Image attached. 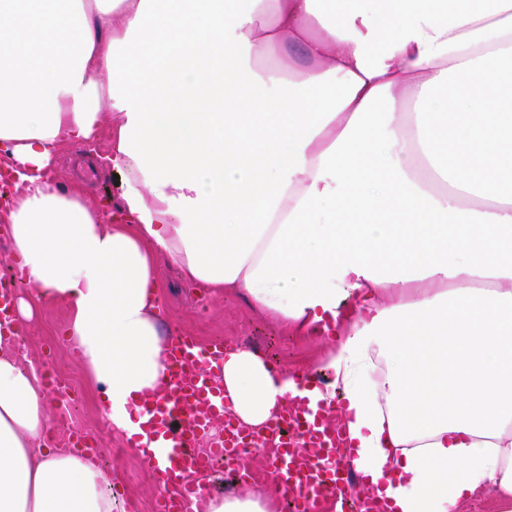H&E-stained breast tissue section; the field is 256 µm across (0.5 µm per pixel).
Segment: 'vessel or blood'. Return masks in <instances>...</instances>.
Returning a JSON list of instances; mask_svg holds the SVG:
<instances>
[{
    "label": "vessel or blood",
    "mask_w": 512,
    "mask_h": 512,
    "mask_svg": "<svg viewBox=\"0 0 512 512\" xmlns=\"http://www.w3.org/2000/svg\"><path fill=\"white\" fill-rule=\"evenodd\" d=\"M223 364V340L202 344L195 337L175 335L165 390L142 402L147 428L130 443L153 448L148 464L159 492L157 512H208L209 494L198 476L208 472L213 456L231 459L240 448L260 441L270 447L274 486L291 512H319L321 501L329 497L338 512H381L371 497L349 496L356 474L345 464L348 440L309 380L298 381L296 395L256 429L235 421L229 412ZM218 421L225 425L223 435L202 448L203 437Z\"/></svg>",
    "instance_id": "b4317fda"
}]
</instances>
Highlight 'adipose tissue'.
<instances>
[{"label": "adipose tissue", "mask_w": 512, "mask_h": 512, "mask_svg": "<svg viewBox=\"0 0 512 512\" xmlns=\"http://www.w3.org/2000/svg\"><path fill=\"white\" fill-rule=\"evenodd\" d=\"M298 45L301 59L286 57ZM512 0H0V235L34 287L0 322V512H114L95 459L53 447L18 324L66 309L102 415L140 432L167 339L160 261L301 333L353 463L391 512H512ZM124 185L104 222L45 177L93 140ZM224 393L262 426L294 387L229 348ZM268 487L210 512H271ZM462 512H500V504L493 489L478 490L462 507Z\"/></svg>", "instance_id": "1"}]
</instances>
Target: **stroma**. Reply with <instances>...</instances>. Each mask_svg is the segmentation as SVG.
Wrapping results in <instances>:
<instances>
[{
  "mask_svg": "<svg viewBox=\"0 0 512 512\" xmlns=\"http://www.w3.org/2000/svg\"><path fill=\"white\" fill-rule=\"evenodd\" d=\"M114 120L113 113H106L96 139L63 146L48 177L62 188H80L93 204L108 198L113 205H120L123 189L101 162L109 152ZM158 277L162 284L159 317L167 334L183 332L203 343L220 337L227 345L259 351L283 371L305 375L321 373L326 357L337 348L336 336L296 333L278 319L255 311L234 293L215 295L188 286L168 262H160ZM65 319L63 306L44 305L35 310L21 331L25 341L22 355L40 369L55 367L73 390L68 401L52 392L47 395L52 441L56 447L66 448L74 434H87L98 444L99 464L112 478L116 512H154L157 491L148 467L129 447L126 435L103 420L100 394L88 384L78 356L63 334ZM239 464L249 473V483L232 481L230 471L223 469L204 480L212 494L243 492L248 486L265 485L272 479L266 461L254 454L241 456Z\"/></svg>",
  "mask_w": 512,
  "mask_h": 512,
  "instance_id": "1",
  "label": "stroma"
}]
</instances>
